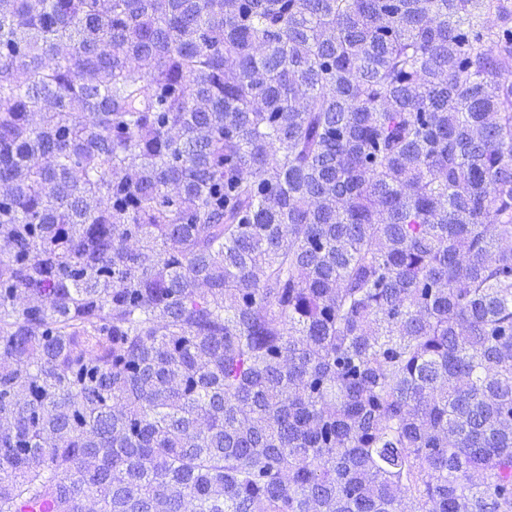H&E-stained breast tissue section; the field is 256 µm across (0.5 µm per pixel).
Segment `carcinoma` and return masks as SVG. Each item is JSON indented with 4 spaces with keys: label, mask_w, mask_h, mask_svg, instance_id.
<instances>
[{
    "label": "carcinoma",
    "mask_w": 512,
    "mask_h": 512,
    "mask_svg": "<svg viewBox=\"0 0 512 512\" xmlns=\"http://www.w3.org/2000/svg\"><path fill=\"white\" fill-rule=\"evenodd\" d=\"M512 512V0H0V512Z\"/></svg>",
    "instance_id": "obj_1"
}]
</instances>
